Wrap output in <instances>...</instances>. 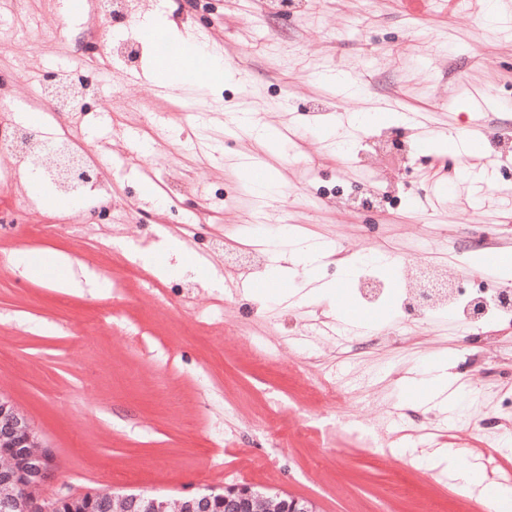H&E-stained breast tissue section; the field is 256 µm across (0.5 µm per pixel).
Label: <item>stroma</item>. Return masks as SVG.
I'll use <instances>...</instances> for the list:
<instances>
[{
    "label": "stroma",
    "mask_w": 512,
    "mask_h": 512,
    "mask_svg": "<svg viewBox=\"0 0 512 512\" xmlns=\"http://www.w3.org/2000/svg\"><path fill=\"white\" fill-rule=\"evenodd\" d=\"M63 37L46 38L59 19V0H0L15 34L0 46V86L10 87L13 116L38 111L45 77L67 65L91 85L89 106L73 118L58 112L46 126L54 141L79 151L108 143L98 170L115 206L95 210L96 192L70 212L18 200V180L0 159V396L28 419L57 470L49 495L140 492L180 498L207 487L247 484L310 500L317 512H481L431 452L453 446L472 456L479 429L449 423L427 404L419 369L451 353L447 372L477 412L512 423V384L483 400L488 369L512 368V318L472 321L464 300L418 317L402 308L384 265L362 264L369 253L400 255L411 267L453 260L462 288L494 285L476 269L477 250H512V38L491 31L456 0H173L167 19L220 52L234 79L204 94L161 97L125 78L126 64L72 53L75 39L100 40L89 8ZM349 73L358 97L317 80L320 71ZM492 102L469 110L472 92ZM136 102L117 111L113 99ZM203 112L186 119L184 108ZM249 108L290 127L282 152L224 131L225 114ZM405 113V128L353 123L356 113ZM321 122L340 120L350 145L337 156L323 141ZM496 132L483 151L456 158L421 148L427 128L452 137ZM158 128L163 139L150 134ZM138 163H131V156ZM279 172L271 197L260 199L239 171L245 159ZM166 196L154 205L145 186ZM70 222L63 235L37 233L40 224ZM288 224L302 235L359 258L342 282L326 262L313 279L296 275L280 288H226L224 257L250 250L245 228ZM183 240L215 280L188 288L183 278L155 275L143 257L162 238ZM64 258L72 287L16 267L19 253ZM341 282L349 300L369 316L365 326L330 332L337 317L317 297L318 284ZM401 320L397 335L383 323ZM307 362L301 375L282 356ZM354 378L350 408L357 418L383 422L408 408L434 435L417 457L368 448L336 424V409L317 381L332 366ZM453 435L441 436L443 424Z\"/></svg>",
    "instance_id": "stroma-1"
}]
</instances>
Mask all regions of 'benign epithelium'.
<instances>
[{
    "mask_svg": "<svg viewBox=\"0 0 512 512\" xmlns=\"http://www.w3.org/2000/svg\"><path fill=\"white\" fill-rule=\"evenodd\" d=\"M57 156L56 167L41 171L39 176L55 184L62 192L77 194L93 182L94 172L86 165L83 157L73 151L69 143L62 141L53 146ZM423 288L417 303L408 306V312L415 314L428 305L431 289L438 287L432 280L419 281ZM0 441L11 442L10 448H0V455L7 463L0 464V489L20 485L31 491L42 487L56 461L48 448L35 450L34 432L27 418L11 407L7 400H0ZM104 497L125 503L124 512H166L168 503L156 499H140L138 496L110 495ZM55 498L32 494L24 500L0 494V512H53ZM185 512H316L311 501L301 498H282L278 495L262 494L248 485H229L220 491L191 495L187 497Z\"/></svg>",
    "mask_w": 512,
    "mask_h": 512,
    "instance_id": "7a95c632",
    "label": "benign epithelium"
}]
</instances>
